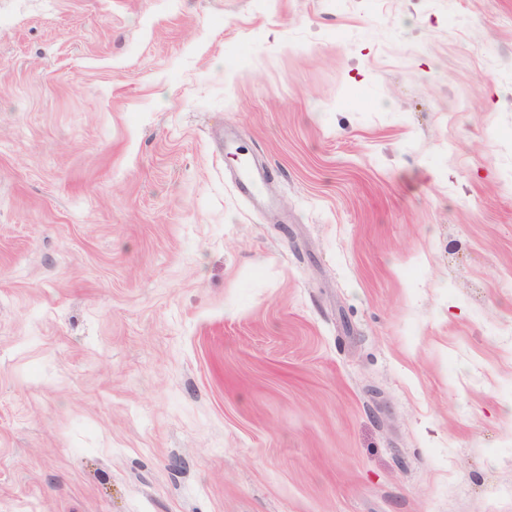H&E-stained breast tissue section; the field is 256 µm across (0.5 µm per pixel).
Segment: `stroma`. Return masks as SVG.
<instances>
[{
	"instance_id": "35a3bbf8",
	"label": "stroma",
	"mask_w": 512,
	"mask_h": 512,
	"mask_svg": "<svg viewBox=\"0 0 512 512\" xmlns=\"http://www.w3.org/2000/svg\"><path fill=\"white\" fill-rule=\"evenodd\" d=\"M0 512H512V0H0Z\"/></svg>"
}]
</instances>
